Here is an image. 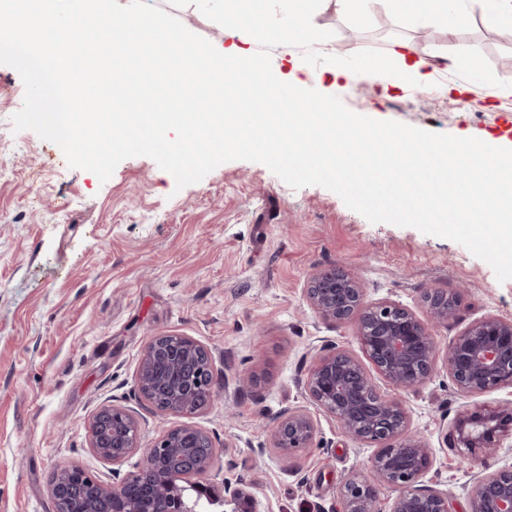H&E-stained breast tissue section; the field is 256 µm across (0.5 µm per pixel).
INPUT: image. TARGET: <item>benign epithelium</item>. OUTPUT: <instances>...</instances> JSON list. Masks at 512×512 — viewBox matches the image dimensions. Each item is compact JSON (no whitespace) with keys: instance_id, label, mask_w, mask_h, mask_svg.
<instances>
[{"instance_id":"benign-epithelium-1","label":"benign epithelium","mask_w":512,"mask_h":512,"mask_svg":"<svg viewBox=\"0 0 512 512\" xmlns=\"http://www.w3.org/2000/svg\"><path fill=\"white\" fill-rule=\"evenodd\" d=\"M304 294L318 316L332 325L352 323L364 356L394 390L381 394L361 360L335 346L308 372L305 392L318 411L331 414L344 435L372 445L370 478L347 479L339 512H381L380 492L398 495L391 512H451L448 494L419 486L433 465L428 441L408 431L400 394L414 391L437 372L439 354L431 328L458 319V293L428 288L426 318L392 302L367 304L359 277L342 265L314 271ZM448 378L462 397L512 386V319L488 315L448 342ZM140 397L157 419V437L137 470L112 482L94 480L79 465L63 463L50 481L56 512H197L198 498H224L225 512H266L241 479L219 478L215 465L224 449L202 427L174 417H190L217 396L208 348L191 336L166 334L145 346L137 369ZM477 419L461 414L451 433L454 448H474L483 440L468 431ZM138 421L127 409L100 407L90 420V448L101 460L122 464L137 449ZM316 434L307 411H285L271 430L272 447L285 454L306 448ZM220 485L203 484L207 475ZM470 512H512V470L478 478Z\"/></svg>"}]
</instances>
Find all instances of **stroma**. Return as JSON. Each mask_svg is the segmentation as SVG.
<instances>
[{
  "mask_svg": "<svg viewBox=\"0 0 512 512\" xmlns=\"http://www.w3.org/2000/svg\"><path fill=\"white\" fill-rule=\"evenodd\" d=\"M146 2L215 48L233 41L195 6ZM312 22L333 33L317 45L326 54L386 52L405 39L425 53L454 52L456 64L433 66L423 86L394 87L390 72L355 89L335 79L334 65L309 66L301 48L279 45L271 65L286 82L377 120L512 145L504 67L512 26L490 28L477 15L451 31L400 15L388 0H371L363 22L323 0ZM462 80L469 92L450 93ZM24 94L16 70L0 65V132L9 133L0 148V512H55L49 480L61 462L105 482L135 471L138 455L115 469L93 453L88 421L100 406H122L139 421V448L151 446L154 421L136 372L145 345L161 334L194 337L212 354L221 397L192 421L224 445L217 465L226 477L246 480L267 512H338L342 484L369 476L374 448L349 440L321 411L310 447L287 456L270 443L284 410L309 408L303 383L322 347L361 351L352 324L329 326L308 306V276L346 263L366 302H394L420 316L426 289L457 291L458 322L433 332L442 354L472 322L512 319V280L499 281L463 245L370 222L334 192L291 188L264 164L226 162L181 189L145 156L123 160L104 182L69 167L55 143L13 130ZM242 374L256 385L240 393ZM403 403L433 452L422 486L468 512L476 479L512 468V431L470 450L451 447L446 435L459 414L512 409V386L462 398L442 368Z\"/></svg>",
  "mask_w": 512,
  "mask_h": 512,
  "instance_id": "stroma-1",
  "label": "stroma"
}]
</instances>
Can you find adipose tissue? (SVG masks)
<instances>
[{"label":"adipose tissue","mask_w":512,"mask_h":512,"mask_svg":"<svg viewBox=\"0 0 512 512\" xmlns=\"http://www.w3.org/2000/svg\"><path fill=\"white\" fill-rule=\"evenodd\" d=\"M392 9L404 16L441 24L448 30L465 27L480 12L486 25H512V0H389ZM393 69L398 84L424 85L431 78L424 61L416 60L413 47L395 42L387 60L365 59L351 71V79L377 80L386 69Z\"/></svg>","instance_id":"1"}]
</instances>
